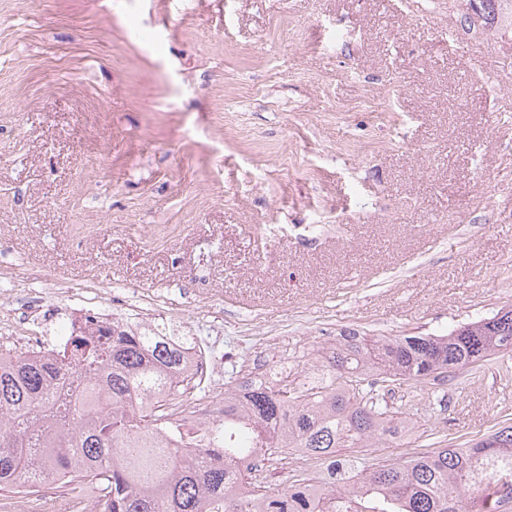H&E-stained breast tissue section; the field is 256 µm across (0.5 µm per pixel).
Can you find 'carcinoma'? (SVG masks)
<instances>
[{
	"instance_id": "obj_1",
	"label": "carcinoma",
	"mask_w": 512,
	"mask_h": 512,
	"mask_svg": "<svg viewBox=\"0 0 512 512\" xmlns=\"http://www.w3.org/2000/svg\"><path fill=\"white\" fill-rule=\"evenodd\" d=\"M486 2L484 27L512 19V0ZM505 355L512 306L444 336H345L302 387L285 377L242 381L232 362L224 394L243 388L244 400L224 405L203 446L193 424L177 425L176 442L166 438L169 408L198 386L181 375L171 337L117 321L98 336L75 327L44 361L0 363V493L23 484L35 494L55 475L92 495L96 512H251L252 502L262 512H500L498 481L512 480L511 424L459 447L414 448L392 463L338 452L388 445L411 428L363 393L370 378L420 386ZM70 372L84 375V386L61 400L56 386ZM145 392L163 398L161 408L133 406L132 395ZM288 448L324 467L316 498L304 469L271 488L240 468L251 454L273 462Z\"/></svg>"
}]
</instances>
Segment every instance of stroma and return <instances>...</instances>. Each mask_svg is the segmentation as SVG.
<instances>
[{"mask_svg":"<svg viewBox=\"0 0 512 512\" xmlns=\"http://www.w3.org/2000/svg\"><path fill=\"white\" fill-rule=\"evenodd\" d=\"M0 0V261L159 297L207 355L512 305V31L461 0ZM400 387L404 459L512 419V359Z\"/></svg>","mask_w":512,"mask_h":512,"instance_id":"stroma-1","label":"stroma"}]
</instances>
